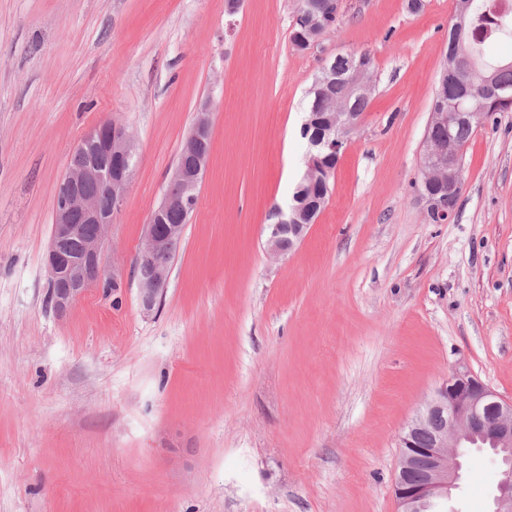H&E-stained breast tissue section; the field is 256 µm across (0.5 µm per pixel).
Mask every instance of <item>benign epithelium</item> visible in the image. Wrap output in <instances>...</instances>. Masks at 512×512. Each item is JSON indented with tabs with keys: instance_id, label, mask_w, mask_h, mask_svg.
Masks as SVG:
<instances>
[{
	"instance_id": "1",
	"label": "benign epithelium",
	"mask_w": 512,
	"mask_h": 512,
	"mask_svg": "<svg viewBox=\"0 0 512 512\" xmlns=\"http://www.w3.org/2000/svg\"><path fill=\"white\" fill-rule=\"evenodd\" d=\"M362 116L341 112L318 124L309 152L305 178L315 183L318 171L328 162L338 161L347 149L351 135L358 129ZM448 124V113L432 112L424 139L426 174L434 183L446 187L438 194H424L426 215L433 224H446L454 216L447 197L461 193V162L448 154V145L432 135L435 128ZM210 136V122L200 113L187 135L182 155L190 165L176 166L172 182L178 192H167L152 211L140 245V256L150 261L170 251L182 236L181 225L160 231L155 218L170 209H192L196 188L209 162L199 145ZM135 147L131 136L120 125L105 122L88 131L71 152V162L56 192L54 224L46 254L49 274V301L59 313L78 303L102 278L100 254L131 181ZM104 187L101 193L87 190L91 184ZM270 225L266 251L277 260L291 252L304 238L309 225L300 223V210L275 212ZM95 225L91 233H81L75 219ZM170 268L155 263L149 275L139 281L141 305L146 312L160 302ZM435 426L431 442L424 448L415 440L417 431ZM487 444L500 459L504 478L497 485L493 512H512V401H507L469 371H458L435 390L416 417L407 425L400 439V460L394 482L399 512H457L452 490L458 488L461 463L457 449L466 445ZM423 467L426 477L412 481L408 475Z\"/></svg>"
}]
</instances>
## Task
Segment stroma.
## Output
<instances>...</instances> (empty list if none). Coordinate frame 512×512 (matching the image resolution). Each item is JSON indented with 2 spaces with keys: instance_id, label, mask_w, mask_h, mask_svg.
Returning <instances> with one entry per match:
<instances>
[{
  "instance_id": "1",
  "label": "stroma",
  "mask_w": 512,
  "mask_h": 512,
  "mask_svg": "<svg viewBox=\"0 0 512 512\" xmlns=\"http://www.w3.org/2000/svg\"><path fill=\"white\" fill-rule=\"evenodd\" d=\"M341 0L291 42L295 0H0V512H397L400 436L455 368L512 400V112L465 146L455 218L412 184L455 0ZM369 52L374 91L295 251L272 206L306 169L312 79ZM211 153L152 312L134 260L200 108ZM112 121L137 147L100 262L48 301L56 188ZM489 450L457 512H492Z\"/></svg>"
}]
</instances>
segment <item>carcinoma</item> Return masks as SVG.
<instances>
[{"mask_svg": "<svg viewBox=\"0 0 512 512\" xmlns=\"http://www.w3.org/2000/svg\"><path fill=\"white\" fill-rule=\"evenodd\" d=\"M313 0H297L292 41L303 48V39L314 36L324 27L333 28L338 22L340 0H318L321 10L316 23H311L310 4ZM465 11L455 7V19L448 31V53L461 59L464 66L456 76L438 84L432 107L443 112H480L487 119L498 112H512V100L499 98L502 87L512 88V60H500L488 55L490 47L501 41H512V15H498L493 0H467ZM369 54L341 56L329 65L334 78L323 86L322 96L309 95L307 112H353L361 115L370 102L361 89L349 88V78L357 73L360 79L371 73ZM475 132V121L453 119L435 131L439 140L451 141L461 148ZM314 206L319 202L318 188L300 182L297 184L289 207H296L302 198Z\"/></svg>", "mask_w": 512, "mask_h": 512, "instance_id": "obj_1", "label": "carcinoma"}]
</instances>
